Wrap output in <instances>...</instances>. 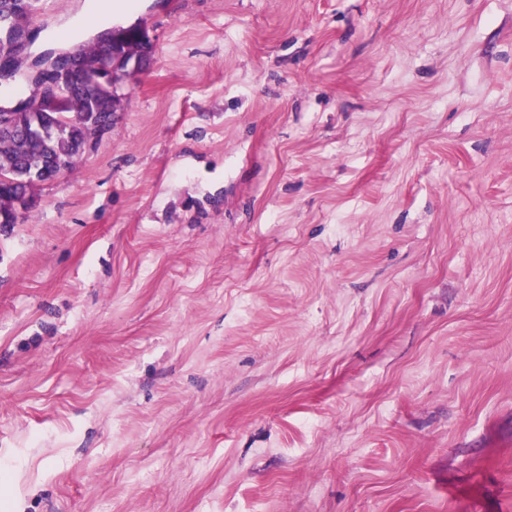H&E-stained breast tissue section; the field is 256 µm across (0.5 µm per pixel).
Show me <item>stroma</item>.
Returning a JSON list of instances; mask_svg holds the SVG:
<instances>
[{
    "instance_id": "1",
    "label": "stroma",
    "mask_w": 512,
    "mask_h": 512,
    "mask_svg": "<svg viewBox=\"0 0 512 512\" xmlns=\"http://www.w3.org/2000/svg\"><path fill=\"white\" fill-rule=\"evenodd\" d=\"M97 5L150 64L0 224V512H512V0ZM78 121L83 130V150L91 151L98 141L110 132V128L94 113L89 117L86 113L80 114Z\"/></svg>"
}]
</instances>
